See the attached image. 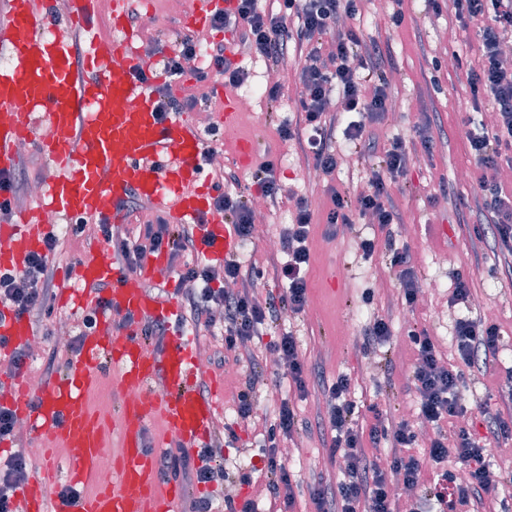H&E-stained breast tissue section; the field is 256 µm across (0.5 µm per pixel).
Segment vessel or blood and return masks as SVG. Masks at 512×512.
Returning <instances> with one entry per match:
<instances>
[{"instance_id": "1", "label": "vessel or blood", "mask_w": 512, "mask_h": 512, "mask_svg": "<svg viewBox=\"0 0 512 512\" xmlns=\"http://www.w3.org/2000/svg\"><path fill=\"white\" fill-rule=\"evenodd\" d=\"M131 0H112L118 38L92 41L82 60H75L69 32L90 30L98 0H69L65 27H57L48 0H0V52L9 63L0 68V172L14 169L21 140L37 139L41 153L55 166L39 208L17 213L0 226V235L14 239L16 249L0 253V271L22 268L27 255L41 250L50 227L41 214L59 219L112 221L118 206L136 194L167 215L172 224L203 220L204 234L216 249L208 259L222 262L239 254L241 244L221 215L211 213L200 170L203 140L187 118L166 123L156 116L155 97L135 74L142 62L132 46L129 26ZM223 0H195L191 24L202 27ZM128 60L112 68L113 57ZM49 134L34 136L38 123ZM167 271L165 255L152 256L136 271L106 262L100 247H91L75 265L77 287L59 295L61 307L85 311L95 306L94 286L112 287V307L132 314L118 330L108 328V316L83 338L79 353L62 374L38 393L24 384L0 395L38 432L44 447L65 450L68 477L81 483L95 478L104 424L88 406L85 393L104 364H111L114 391L121 396L119 421L124 448L111 483L78 498L57 512H181L184 491L175 480L159 474V457L167 447L188 451L203 447L213 436L223 411L220 377L197 368L192 340L184 333L169 337L163 350L146 340V320L175 322L180 312L174 301L160 298L146 286ZM32 328L27 318L0 309V356L28 343ZM207 381L210 395L197 389ZM137 392L139 406L126 399ZM163 423L156 443H147L144 426ZM54 468L40 471L26 485L22 512H47L46 488Z\"/></svg>"}]
</instances>
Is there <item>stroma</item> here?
I'll list each match as a JSON object with an SVG mask.
<instances>
[{
	"label": "stroma",
	"mask_w": 512,
	"mask_h": 512,
	"mask_svg": "<svg viewBox=\"0 0 512 512\" xmlns=\"http://www.w3.org/2000/svg\"><path fill=\"white\" fill-rule=\"evenodd\" d=\"M150 12L157 17L154 27L139 31V43L158 40L160 47H169L176 37L185 34V13L175 11L169 0H149ZM406 19L402 25L391 21L390 0H365L363 14L356 25L364 39H375L388 47L395 61L389 91L393 99L403 104L402 111L387 113L385 119L373 125L380 146H387L395 136L410 138L424 133L433 141L431 153L419 154L411 164L407 177L397 178L391 186L394 206L400 220L391 225L389 233H381L374 224L360 222L340 231L336 238L325 237L323 223L311 227V266L309 271V302L304 313L293 317L289 325L303 355L318 364L327 379L348 376L357 403L381 404L396 419L413 422L416 433L425 426L417 420L418 397L412 382L414 353L407 337L410 326L427 330L445 358H452V333L460 317L482 318L487 310L501 329V350L496 361L473 370L469 375L464 403L472 412H479L484 400H491L495 410L512 414V395L504 384V373L512 367V273L495 268L491 245L474 247L471 227L459 223L455 209L456 196H470L475 185L469 176L470 160L464 139L458 131L464 119L486 118L488 101L473 104L466 71L448 65V58L461 56L477 61L480 54L478 23L461 28L455 18L452 0H444L440 15L427 13L423 0H405ZM237 65L244 67L248 77L234 92L253 93L251 111L241 113L236 139L225 140L222 155L224 168L235 172L244 194L258 197L252 180V168L242 167L236 156L237 138L257 140V162L275 161L277 175L284 190L305 194L316 214L330 206L327 193L328 177L313 181L297 141L281 140L277 126L295 111L300 62L295 57L278 68L253 57L247 46L234 47ZM442 60L440 70H433L429 58ZM277 83L282 88L277 110H270L262 95L254 94L255 86ZM336 140L345 152L337 182L341 188L357 193L365 188L364 177L378 158L356 153L344 135ZM448 179L456 195L442 199L440 179ZM375 241L371 258H363L361 239ZM410 249L421 280H435L440 292L430 300L418 299L414 307L401 300L400 286L395 279L391 261L402 249ZM448 257L447 265H439L436 255ZM347 268L343 278H331V267ZM469 275L473 280V297L469 306L449 307L453 272ZM372 291L371 304H364L362 295ZM375 315L389 319L392 335L380 349L363 353L362 332L365 323ZM210 373L223 380V422L229 423L238 435L235 442L222 449L224 464L239 459L240 449L250 451L251 463L262 466L263 454L258 446L261 425L240 422L235 399L250 375L247 365L227 361L224 365L211 362ZM312 401L297 404V430L287 445L288 461L298 476L293 512H314L308 483L312 474H322L325 481L341 479L339 459L329 457L312 424L315 418Z\"/></svg>",
	"instance_id": "obj_1"
}]
</instances>
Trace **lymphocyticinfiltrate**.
<instances>
[{"mask_svg":"<svg viewBox=\"0 0 512 512\" xmlns=\"http://www.w3.org/2000/svg\"><path fill=\"white\" fill-rule=\"evenodd\" d=\"M278 10L261 8L259 0H235L229 10L213 14L214 29L228 33L232 41L249 43L252 51L269 67L282 64L289 52L302 54L296 123H279L283 139L300 144L308 165L323 175H332L339 167L340 154L335 146L338 124H345L344 134L355 148L378 153V163L370 171L368 188L350 195L333 191L332 209L326 222L330 235H337L339 226L355 224L366 214H373L379 229H387L397 218L389 204V188L404 175L417 150L428 149V141L394 139L389 148L377 149L369 137L373 123L384 119L392 100L384 77L393 58L375 41H364L349 20L359 13L360 0H278ZM455 17L461 26L474 18L491 17L481 35V59L470 68L468 84L473 98L489 94L492 110L498 121L481 132L467 131L469 156L476 172L477 189L472 198H459L457 216L460 222H472L478 242L493 241L504 258L512 259V195L503 194L497 171L503 153H512V69L501 63V38L512 31V0H453ZM206 51L207 61L193 70H186L187 60ZM165 74L164 87L156 89V111L161 120L193 112L206 105L207 99L189 92L176 96L172 91L184 77L204 83L213 77L223 78L235 86L244 81L246 73L225 55L224 44L212 43L200 48L190 35L179 37L172 54L161 59ZM341 95L343 109H327L333 95ZM356 113L352 122L343 115ZM235 173L216 172L212 184L216 194L212 201L214 213L223 215L241 242L253 240L254 211L243 193H232L238 185ZM140 204L129 197L122 205L128 219L134 220V234L113 236L109 225H101L102 236L117 261L127 269L141 267L151 255L166 254L169 267L177 276L176 292L182 297L184 310L196 327L207 333H220L224 348L236 360L245 362L253 372L246 388L238 395V415L248 419L257 408L258 369L265 357L277 355L284 360L285 377L290 393L281 394L278 412L263 436L266 460L265 490L269 498L268 512H291L294 505V481L288 460L281 451L283 440L291 438L297 425L293 397H307L318 390L328 396V406L317 423L319 434L330 455L341 458L343 478L336 485L315 479L310 497L316 512H417L415 506L403 502L392 492V482L418 486L428 463L441 464L436 480L453 494L450 508L464 507L468 512H488L485 496L490 469L486 438L512 437V418L481 407L486 421V437H478L470 426L458 427L453 437L436 434L430 438L424 456L412 454L416 436L406 421L389 417L386 410L372 404L366 413H359L349 397L350 381L337 377L328 381L301 354L295 336L279 331L282 312L298 314L307 303L309 247L313 213L307 199L295 200L293 222L280 237L278 254L268 263L274 280L282 286L279 297L258 302L257 266L243 268L236 259L226 261L223 275H216L205 259L211 240L201 235L196 224H171L164 218L139 219ZM58 235L48 234L44 249L29 255L22 270L0 274V305L16 315L29 318L49 340L53 330L48 320L55 309V285L52 258L61 247ZM222 309L221 320H214L215 309ZM408 337L414 348L413 384L420 401L422 418L431 423L450 421L467 415L463 402L466 372L496 359L500 350L498 326L490 321L469 317L458 318L453 341L458 360L450 364L438 354L426 330L410 328ZM264 339V353H257L255 342ZM75 344H51L42 374L51 377L65 356L74 352ZM373 447L388 444L391 453L385 461L370 458L362 449L363 442ZM223 434H216L212 444L197 455L182 450L165 451L159 462L164 477L182 476L199 484L221 483L229 474L214 461V449L223 447ZM35 465L22 455L0 462V512H16V502Z\"/></svg>","mask_w":512,"mask_h":512,"instance_id":"1","label":"lymphocytic infiltrate"}]
</instances>
